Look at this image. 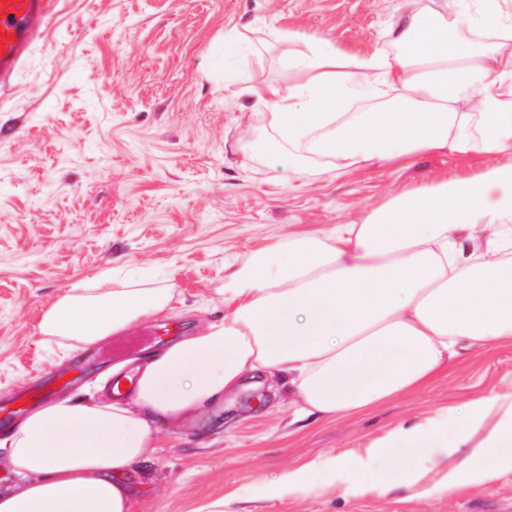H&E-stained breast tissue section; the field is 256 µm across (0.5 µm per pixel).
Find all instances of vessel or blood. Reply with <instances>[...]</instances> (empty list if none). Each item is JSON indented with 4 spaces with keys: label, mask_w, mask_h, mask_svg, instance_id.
Returning a JSON list of instances; mask_svg holds the SVG:
<instances>
[{
    "label": "vessel or blood",
    "mask_w": 512,
    "mask_h": 512,
    "mask_svg": "<svg viewBox=\"0 0 512 512\" xmlns=\"http://www.w3.org/2000/svg\"><path fill=\"white\" fill-rule=\"evenodd\" d=\"M48 23L49 0H0V84L11 80ZM157 340L153 332L130 336L102 347L99 354L104 358L132 355ZM66 383L67 378L60 371L15 394L10 404L0 406V433L12 429L19 402H28L32 407L47 404Z\"/></svg>",
    "instance_id": "obj_1"
}]
</instances>
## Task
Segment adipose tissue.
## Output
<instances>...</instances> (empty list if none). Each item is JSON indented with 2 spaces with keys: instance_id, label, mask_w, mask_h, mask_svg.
<instances>
[{
  "instance_id": "ef3b65f1",
  "label": "adipose tissue",
  "mask_w": 512,
  "mask_h": 512,
  "mask_svg": "<svg viewBox=\"0 0 512 512\" xmlns=\"http://www.w3.org/2000/svg\"><path fill=\"white\" fill-rule=\"evenodd\" d=\"M507 0L411 4L387 48L343 74L335 49L289 55L306 81L257 94L276 137L269 154L299 173L304 154L348 170L422 150L512 151V12ZM387 110L350 112L351 98ZM224 318L134 368L124 395L64 398L23 417L0 439L16 481L0 512H133L126 481L159 451L163 427L199 416L246 376L286 377L296 419L358 413L420 388L469 351L512 340V164L417 189L333 233L292 236L225 268ZM167 288H73L40 331L77 347L171 312ZM471 445L452 467L435 427L398 426L392 444L437 453L438 492L512 469V401L470 403L455 428Z\"/></svg>"
}]
</instances>
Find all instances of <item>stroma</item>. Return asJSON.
I'll return each instance as SVG.
<instances>
[{"label": "stroma", "instance_id": "35a3bbf8", "mask_svg": "<svg viewBox=\"0 0 512 512\" xmlns=\"http://www.w3.org/2000/svg\"><path fill=\"white\" fill-rule=\"evenodd\" d=\"M407 0H61L47 36L0 86V397L76 355L68 393L111 367L42 335L44 312L107 275L171 289L172 314L139 328L203 330L224 316V267L288 236L359 222L420 186L512 163L428 150L344 173L312 157L294 180L251 88L306 80L289 52L325 42L344 66L386 45ZM234 34L238 48L225 42ZM512 400V342L474 351L405 396L342 418L295 420L287 386H243L197 419L163 428L136 512H512V471L433 494L421 448H378L398 425L455 426L467 404ZM348 463H340V455ZM407 461L420 496L362 491ZM293 475L285 483V475Z\"/></svg>", "mask_w": 512, "mask_h": 512}]
</instances>
